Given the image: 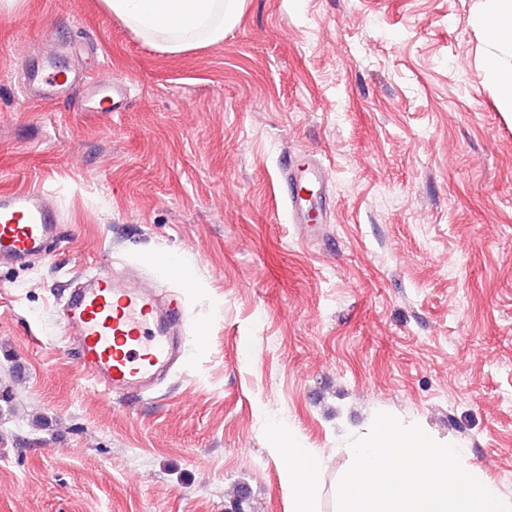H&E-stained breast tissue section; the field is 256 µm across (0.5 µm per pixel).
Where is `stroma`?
I'll list each match as a JSON object with an SVG mask.
<instances>
[{
	"instance_id": "obj_1",
	"label": "stroma",
	"mask_w": 512,
	"mask_h": 512,
	"mask_svg": "<svg viewBox=\"0 0 512 512\" xmlns=\"http://www.w3.org/2000/svg\"><path fill=\"white\" fill-rule=\"evenodd\" d=\"M485 0H247L224 41L158 52L101 0L0 12V191H52L50 263L0 266V512H289L270 449L325 459L377 412L451 439L512 498V114L483 78ZM119 76L121 112L40 106L21 79ZM326 160L315 241L285 158ZM180 261L185 361L160 397H104L62 306L114 256Z\"/></svg>"
}]
</instances>
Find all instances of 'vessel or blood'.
<instances>
[{
    "mask_svg": "<svg viewBox=\"0 0 512 512\" xmlns=\"http://www.w3.org/2000/svg\"><path fill=\"white\" fill-rule=\"evenodd\" d=\"M65 52L64 45L49 42L31 59L23 79L30 101L58 100L78 91L84 111L124 109L129 88L122 79L93 80L63 71L57 61ZM329 171L323 161L302 155L286 161L281 172L288 217L310 240L319 234L311 211L321 198L302 196L298 186H325ZM61 230L52 193H0V265L51 261L50 245ZM63 324L83 368L109 397L151 392L182 364L187 352L179 294L161 296L156 280L121 258L113 259L110 270L85 277L67 301Z\"/></svg>",
    "mask_w": 512,
    "mask_h": 512,
    "instance_id": "vessel-or-blood-1",
    "label": "vessel or blood"
}]
</instances>
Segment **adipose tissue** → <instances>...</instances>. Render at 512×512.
<instances>
[{"instance_id":"obj_1","label":"adipose tissue","mask_w":512,"mask_h":512,"mask_svg":"<svg viewBox=\"0 0 512 512\" xmlns=\"http://www.w3.org/2000/svg\"><path fill=\"white\" fill-rule=\"evenodd\" d=\"M106 10L120 19L137 37L171 54L223 42L224 34L236 25L244 0H102ZM499 56L486 60L485 81L507 107L512 108V0H491L489 8L476 18ZM272 455L287 456L283 483L291 499L290 512H316V494L325 465L314 449L295 438L281 441Z\"/></svg>"}]
</instances>
